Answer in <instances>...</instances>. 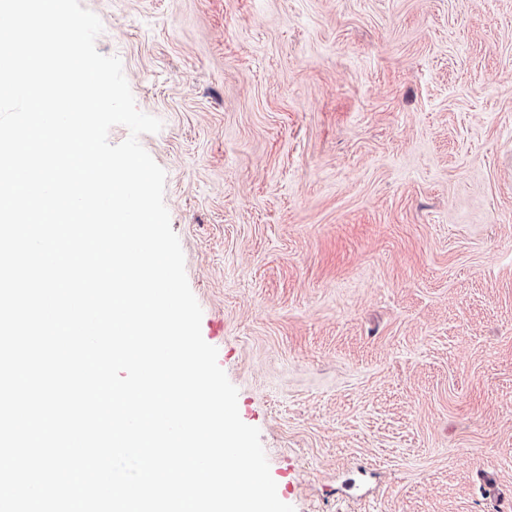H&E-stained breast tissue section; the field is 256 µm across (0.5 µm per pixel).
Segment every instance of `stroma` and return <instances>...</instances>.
Masks as SVG:
<instances>
[{
	"instance_id": "stroma-1",
	"label": "stroma",
	"mask_w": 512,
	"mask_h": 512,
	"mask_svg": "<svg viewBox=\"0 0 512 512\" xmlns=\"http://www.w3.org/2000/svg\"><path fill=\"white\" fill-rule=\"evenodd\" d=\"M295 512H512V0H80Z\"/></svg>"
}]
</instances>
